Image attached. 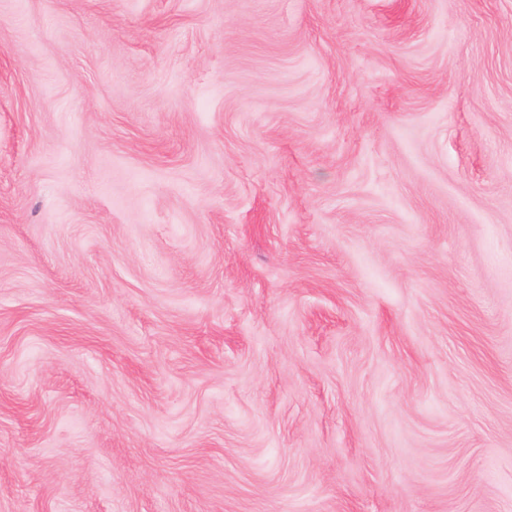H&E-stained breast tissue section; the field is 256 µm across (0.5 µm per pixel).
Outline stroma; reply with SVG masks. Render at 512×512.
Here are the masks:
<instances>
[{
  "mask_svg": "<svg viewBox=\"0 0 512 512\" xmlns=\"http://www.w3.org/2000/svg\"><path fill=\"white\" fill-rule=\"evenodd\" d=\"M0 512H512V0H0Z\"/></svg>",
  "mask_w": 512,
  "mask_h": 512,
  "instance_id": "obj_1",
  "label": "stroma"
}]
</instances>
